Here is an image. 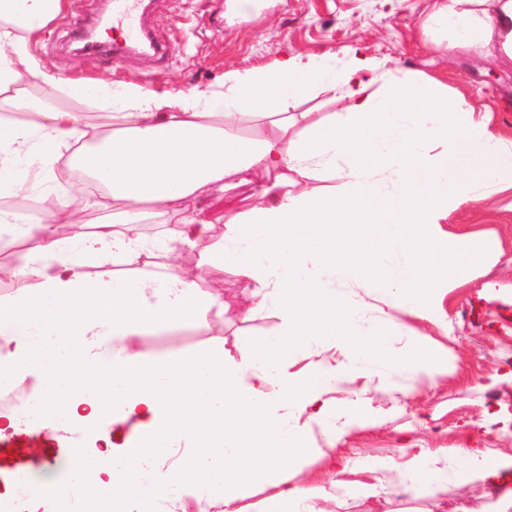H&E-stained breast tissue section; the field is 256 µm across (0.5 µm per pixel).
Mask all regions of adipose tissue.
Listing matches in <instances>:
<instances>
[{
  "mask_svg": "<svg viewBox=\"0 0 512 512\" xmlns=\"http://www.w3.org/2000/svg\"><path fill=\"white\" fill-rule=\"evenodd\" d=\"M72 0H0V195L47 200L25 221L0 210V237L16 247L7 269L18 283L0 297V384L27 393L31 413L0 412V435L48 432L79 470L37 482L16 499L0 469V503L14 512H151L162 500L244 512L238 488L268 491L271 512H323L297 460L321 428L336 437L328 394L351 375L416 378L447 373L428 340L448 331L449 289L494 261L484 232L451 230L463 205L512 196V132L491 113L449 102L448 86L420 71H393L361 48L344 56L291 53L224 73L222 90L146 92L44 71L29 43ZM425 33L452 47L495 45L512 67V0H433ZM329 112L301 111L318 92ZM75 100H100L106 126ZM256 134L238 132L241 122ZM489 157L478 178L466 170ZM67 161L105 188L111 214L56 184ZM268 177L251 207L225 223L221 245L197 200ZM175 218L151 239L133 225ZM232 269L248 285L243 319L275 314V334L230 355L223 347L141 353L135 340L224 316L233 304L203 290L189 271L117 273L164 252ZM364 296H357V289ZM424 324L403 353L383 356L387 337ZM335 349L293 370L298 352ZM512 456L440 448L417 457L405 492L448 482L492 481Z\"/></svg>",
  "mask_w": 512,
  "mask_h": 512,
  "instance_id": "1",
  "label": "adipose tissue"
}]
</instances>
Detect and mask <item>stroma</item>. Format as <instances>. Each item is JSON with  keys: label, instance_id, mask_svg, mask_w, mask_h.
I'll return each mask as SVG.
<instances>
[{"label": "stroma", "instance_id": "stroma-1", "mask_svg": "<svg viewBox=\"0 0 512 512\" xmlns=\"http://www.w3.org/2000/svg\"><path fill=\"white\" fill-rule=\"evenodd\" d=\"M429 0H254L247 17L225 13V0H164L157 16L160 38L169 46L165 60L113 58L111 52L76 54L84 29L103 7L102 0H75L71 13L55 19L40 39L28 46L42 69L76 74L107 83L124 82L147 91H186L194 86H222L229 69L245 70L273 62L289 52L304 55L344 54L362 47L386 58L389 68L423 71L445 79L459 103L487 107L497 124L512 128V70L490 66L482 52L439 50L426 40L421 23ZM508 195L469 204L450 221L498 238L497 260L478 276L451 289L445 299L448 333L439 342L448 350V372L414 381L362 377L333 392L337 421L362 411V426L340 432L332 451L337 461L387 460L373 472H333L318 458L324 447L313 433L312 454L298 477L313 494L329 492L332 481L375 485L376 496L349 498L343 512H512V501L490 491L483 481L449 485L441 502L421 494L401 493L408 465L424 451L481 448L490 455H512V384L490 386V375L512 370V331L496 321L497 294L512 295V213ZM182 268L193 270L203 288L243 300L246 285L231 271L197 267L195 256L183 255ZM274 316L223 323L207 319L197 326L140 337L147 355L223 345L236 353L254 334H274Z\"/></svg>", "mask_w": 512, "mask_h": 512}]
</instances>
